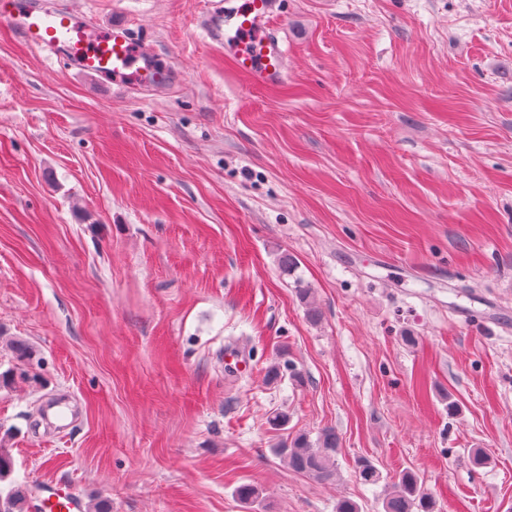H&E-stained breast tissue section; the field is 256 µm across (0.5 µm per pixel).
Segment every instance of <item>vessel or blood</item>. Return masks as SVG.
Listing matches in <instances>:
<instances>
[{"instance_id": "obj_1", "label": "vessel or blood", "mask_w": 512, "mask_h": 512, "mask_svg": "<svg viewBox=\"0 0 512 512\" xmlns=\"http://www.w3.org/2000/svg\"><path fill=\"white\" fill-rule=\"evenodd\" d=\"M279 14V0H211L199 28L208 45L229 52L252 85L272 86L284 81L288 58L272 30ZM0 22L17 29L29 45L62 51L70 66L120 86L163 88L176 75L173 66L135 43L125 24L101 34L93 25H78L69 13L42 10L35 0L23 7L17 0H0ZM34 497L51 512H84L82 496L69 486L46 481L37 485Z\"/></svg>"}]
</instances>
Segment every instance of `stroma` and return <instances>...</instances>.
I'll list each match as a JSON object with an SVG mask.
<instances>
[{
  "instance_id": "1",
  "label": "stroma",
  "mask_w": 512,
  "mask_h": 512,
  "mask_svg": "<svg viewBox=\"0 0 512 512\" xmlns=\"http://www.w3.org/2000/svg\"><path fill=\"white\" fill-rule=\"evenodd\" d=\"M36 2L130 23L178 75L127 89L0 24V373L22 339L39 379L0 387L12 480L381 512L409 468L436 512H512V0H282L274 87L202 41L207 0ZM282 347L302 383L267 382ZM327 427L333 482L272 452Z\"/></svg>"
}]
</instances>
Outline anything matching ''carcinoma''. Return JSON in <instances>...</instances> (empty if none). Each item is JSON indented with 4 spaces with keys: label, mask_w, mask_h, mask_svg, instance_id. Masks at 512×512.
<instances>
[{
    "label": "carcinoma",
    "mask_w": 512,
    "mask_h": 512,
    "mask_svg": "<svg viewBox=\"0 0 512 512\" xmlns=\"http://www.w3.org/2000/svg\"><path fill=\"white\" fill-rule=\"evenodd\" d=\"M266 377L272 383L286 377L295 382L302 381L301 373L289 360L274 361ZM6 442L7 437H0V483L9 482L7 491L0 490V512H30L33 508L31 488L10 480L13 460ZM339 448L340 437L336 430L326 428L314 443L304 434L282 439L274 453L292 470L328 482L336 476ZM356 478L363 484L376 485L382 480V475L373 461L364 458L357 463ZM381 505L383 512H434L433 498L425 491L420 476L412 470H404L398 475L391 491L384 494Z\"/></svg>",
    "instance_id": "cac0c4a2"
}]
</instances>
